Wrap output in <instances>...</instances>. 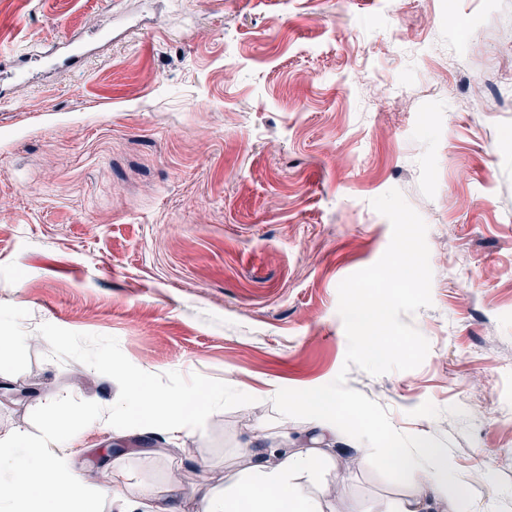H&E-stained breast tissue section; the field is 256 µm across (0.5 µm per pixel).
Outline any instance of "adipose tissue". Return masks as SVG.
<instances>
[{
	"mask_svg": "<svg viewBox=\"0 0 512 512\" xmlns=\"http://www.w3.org/2000/svg\"><path fill=\"white\" fill-rule=\"evenodd\" d=\"M129 402L127 425L162 424L181 435L195 431L205 406L223 400L224 389L211 387L204 395L190 391L171 399L153 390L137 374L126 378ZM113 419H98L72 413L51 412L39 437L18 431L0 436V512H96L106 499H134L144 512H168L152 487L143 483L86 485L71 467L70 452L79 449L84 434L93 427L111 428ZM392 467L406 475L414 492L397 508L380 503L375 512H464L460 499L448 493L450 463L446 449L426 437L412 442L393 440L389 450ZM319 463L309 451H284L255 478L237 480L232 488L218 491L199 484L190 492L199 512H322L312 497L307 475Z\"/></svg>",
	"mask_w": 512,
	"mask_h": 512,
	"instance_id": "ef3b65f1",
	"label": "adipose tissue"
}]
</instances>
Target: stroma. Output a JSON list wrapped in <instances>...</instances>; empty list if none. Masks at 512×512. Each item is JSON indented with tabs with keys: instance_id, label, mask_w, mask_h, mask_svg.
<instances>
[{
	"instance_id": "stroma-1",
	"label": "stroma",
	"mask_w": 512,
	"mask_h": 512,
	"mask_svg": "<svg viewBox=\"0 0 512 512\" xmlns=\"http://www.w3.org/2000/svg\"><path fill=\"white\" fill-rule=\"evenodd\" d=\"M485 45L470 51L473 39ZM75 48L79 59L58 66ZM0 436L48 403L108 411L126 372L224 388L195 434L90 430L71 459L224 488L250 446L311 447L282 388L332 382L338 286L376 263L399 189L428 226L416 369L346 383L446 448L467 512H512V0H0ZM484 83L474 97L470 81ZM325 512L409 494L337 434ZM481 470L474 480L473 470Z\"/></svg>"
}]
</instances>
